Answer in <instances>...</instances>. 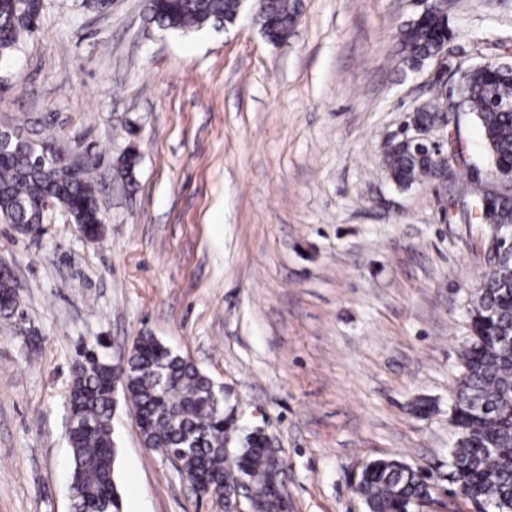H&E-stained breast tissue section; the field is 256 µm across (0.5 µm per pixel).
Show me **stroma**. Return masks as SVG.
I'll use <instances>...</instances> for the list:
<instances>
[{
    "label": "stroma",
    "mask_w": 512,
    "mask_h": 512,
    "mask_svg": "<svg viewBox=\"0 0 512 512\" xmlns=\"http://www.w3.org/2000/svg\"><path fill=\"white\" fill-rule=\"evenodd\" d=\"M423 0H298L280 44L252 6L179 35L145 0H42L39 27L0 64V125L91 159L103 235L60 211L32 236L0 222L17 310L0 315V512H68L67 398L84 352L119 361L151 333L217 384L239 425L286 461L291 512H367L351 476L396 458L434 470L424 512L449 502V405L484 227L451 204L493 181L459 115L469 167L398 188L383 150L429 100L435 68L402 61ZM449 70L512 65V0H446ZM135 150L134 186L118 173ZM431 400L425 416L415 398ZM121 512H222L162 454L134 410L112 417Z\"/></svg>",
    "instance_id": "obj_1"
}]
</instances>
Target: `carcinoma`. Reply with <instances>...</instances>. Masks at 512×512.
Listing matches in <instances>:
<instances>
[{"instance_id":"obj_1","label":"carcinoma","mask_w":512,"mask_h":512,"mask_svg":"<svg viewBox=\"0 0 512 512\" xmlns=\"http://www.w3.org/2000/svg\"><path fill=\"white\" fill-rule=\"evenodd\" d=\"M240 0H146L149 22L174 32H198L231 24ZM31 0H0V60L10 59L24 36L36 26ZM295 4L263 0L258 23L266 39L278 43L297 24ZM452 37L448 20L432 12L400 29L401 53L415 64L435 58ZM455 112L472 116L482 128L494 169L512 173V66L482 64L467 69L448 87L437 83L432 106L414 121L437 125L448 119V98ZM20 145L0 135V220L8 224L38 223L41 200L65 206L74 223L101 231L102 214L91 169L67 177L65 155L54 145ZM391 179L402 188L441 178L434 153L393 140L384 150ZM478 208L477 221L512 226V194L489 190L476 176L466 192ZM488 273L474 293L469 310L471 336L460 351L462 376L451 407L456 442L448 460V481L460 482L479 512H512V260L488 259ZM108 361L86 358L76 367L68 414L76 428L67 442L72 456L70 492L75 512H119L115 482L116 448L112 440V371ZM124 395L132 402L144 447L179 453L178 472L221 489L224 500L249 484L259 498V512H284L283 463L260 432L248 434L227 460L225 444L231 422L215 405L220 391L190 360L174 354L156 337L145 334L127 357ZM356 491L368 512H412L432 497L431 475L397 459L365 463L354 475Z\"/></svg>"}]
</instances>
